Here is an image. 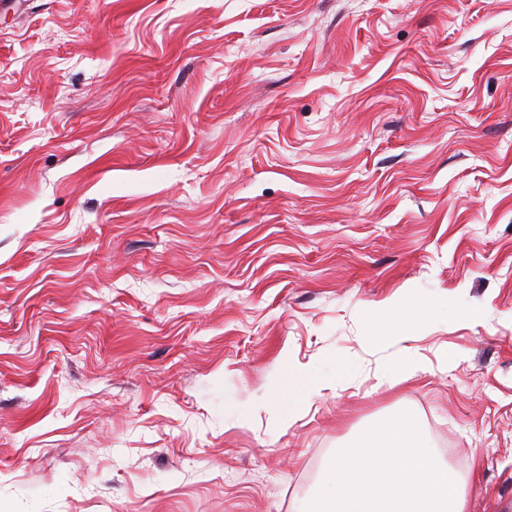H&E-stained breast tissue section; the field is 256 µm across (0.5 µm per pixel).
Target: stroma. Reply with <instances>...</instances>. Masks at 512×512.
Wrapping results in <instances>:
<instances>
[{
	"label": "stroma",
	"mask_w": 512,
	"mask_h": 512,
	"mask_svg": "<svg viewBox=\"0 0 512 512\" xmlns=\"http://www.w3.org/2000/svg\"><path fill=\"white\" fill-rule=\"evenodd\" d=\"M404 410L512 512V0H0V512H305ZM436 313V310L405 309L402 303L389 301L381 305L379 311L374 315L383 330L390 331L394 326L392 320L405 322L401 338L408 335V332L420 326L429 315ZM324 384L321 373L315 368L289 373L288 409L285 412L288 421L300 411L304 394L320 389Z\"/></svg>",
	"instance_id": "obj_1"
}]
</instances>
